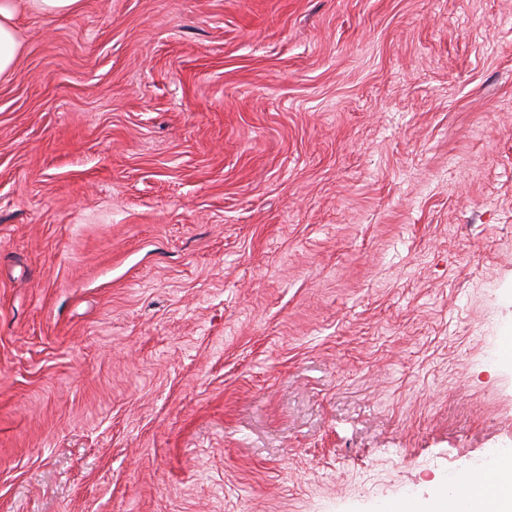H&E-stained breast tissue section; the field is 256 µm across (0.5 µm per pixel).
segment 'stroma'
Masks as SVG:
<instances>
[{"label": "stroma", "mask_w": 512, "mask_h": 512, "mask_svg": "<svg viewBox=\"0 0 512 512\" xmlns=\"http://www.w3.org/2000/svg\"><path fill=\"white\" fill-rule=\"evenodd\" d=\"M19 25L0 512H379L512 447V0Z\"/></svg>", "instance_id": "obj_1"}]
</instances>
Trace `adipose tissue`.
<instances>
[{
    "instance_id": "obj_1",
    "label": "adipose tissue",
    "mask_w": 512,
    "mask_h": 512,
    "mask_svg": "<svg viewBox=\"0 0 512 512\" xmlns=\"http://www.w3.org/2000/svg\"><path fill=\"white\" fill-rule=\"evenodd\" d=\"M84 0H0V76L13 72L22 53L23 41L18 25L21 12L65 17L78 13ZM463 512H512V458L469 489Z\"/></svg>"
}]
</instances>
